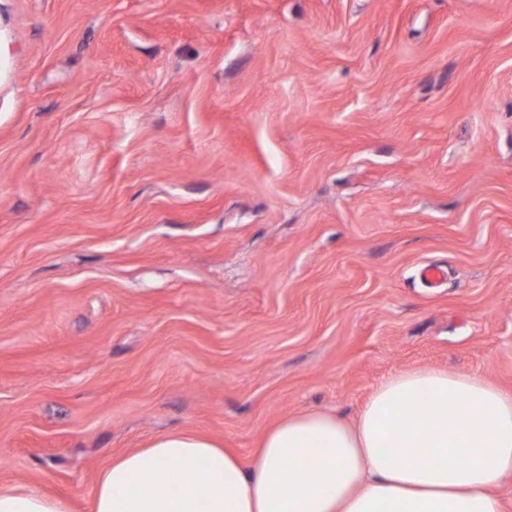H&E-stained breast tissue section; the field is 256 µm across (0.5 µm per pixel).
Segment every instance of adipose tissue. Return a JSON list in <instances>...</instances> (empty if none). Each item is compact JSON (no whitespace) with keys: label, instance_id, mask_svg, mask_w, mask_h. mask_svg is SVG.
Wrapping results in <instances>:
<instances>
[{"label":"adipose tissue","instance_id":"adipose-tissue-1","mask_svg":"<svg viewBox=\"0 0 512 512\" xmlns=\"http://www.w3.org/2000/svg\"><path fill=\"white\" fill-rule=\"evenodd\" d=\"M512 396L471 373L390 375L357 419L296 413L249 462L187 430L113 457L88 512H504ZM0 512H73L37 486L0 489Z\"/></svg>","mask_w":512,"mask_h":512}]
</instances>
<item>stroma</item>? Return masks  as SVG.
<instances>
[{
  "mask_svg": "<svg viewBox=\"0 0 512 512\" xmlns=\"http://www.w3.org/2000/svg\"><path fill=\"white\" fill-rule=\"evenodd\" d=\"M417 368L512 394V0H0V488Z\"/></svg>",
  "mask_w": 512,
  "mask_h": 512,
  "instance_id": "stroma-1",
  "label": "stroma"
}]
</instances>
